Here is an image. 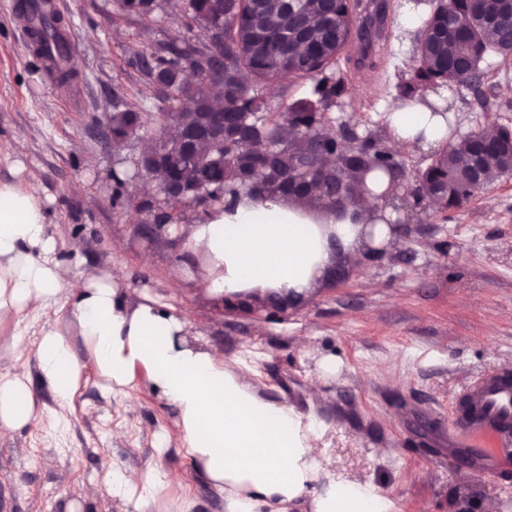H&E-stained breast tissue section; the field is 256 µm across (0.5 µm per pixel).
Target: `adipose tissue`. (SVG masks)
<instances>
[{"label": "adipose tissue", "mask_w": 512, "mask_h": 512, "mask_svg": "<svg viewBox=\"0 0 512 512\" xmlns=\"http://www.w3.org/2000/svg\"><path fill=\"white\" fill-rule=\"evenodd\" d=\"M432 97L398 103L387 120L394 153L444 143L448 123L429 110ZM362 196L345 213L322 214L276 197L242 196L213 205L194 223L189 248L203 259L206 286L234 298L255 290L301 299L340 260L358 262L365 247L386 243L391 208ZM48 211L39 183L0 182V318L73 301L80 334L101 377L119 392L147 379L174 407L194 465L224 497L225 512H256L310 499L311 512H393L373 482L329 478L322 434L311 418L257 395L199 340L184 313L131 302L111 279L66 277L54 259ZM55 395L70 399L81 367L57 330H43L36 353ZM38 416L25 365L0 374V433Z\"/></svg>", "instance_id": "ef3b65f1"}]
</instances>
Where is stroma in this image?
<instances>
[{
    "instance_id": "35a3bbf8",
    "label": "stroma",
    "mask_w": 512,
    "mask_h": 512,
    "mask_svg": "<svg viewBox=\"0 0 512 512\" xmlns=\"http://www.w3.org/2000/svg\"><path fill=\"white\" fill-rule=\"evenodd\" d=\"M12 2L0 0V181L40 180L55 257L67 274L109 276L130 299L182 310L191 335L237 365L259 395L324 424L331 474L372 480L395 512H486L490 503L512 512V468L497 469L496 440L473 438L451 412L468 381L512 368V175L447 213L402 216L367 266L321 282L298 302L274 308L262 291L223 301L207 290L202 261L187 249L202 207L186 198L168 208L139 166L143 144L156 135L154 115L175 106L142 58L181 32L182 9L161 0L149 15L128 16L116 0H61L72 47L64 82L26 48ZM389 2L374 66H357L352 49L342 53L347 93L328 114L331 129L389 136L386 116L415 56V35L399 21L403 0ZM490 72L497 102L487 108L468 86L452 87L453 139L512 126V110L500 108L512 68L495 57ZM118 107L143 113L146 124L113 147L102 123ZM20 163L25 173H17ZM117 173L124 186H116ZM44 326L70 340L83 367L71 400L56 397L34 350L19 356L5 341L17 328L36 341ZM327 358L337 371L313 394L310 380ZM19 361L42 415L0 438V512H224L161 394L139 385L131 407L96 375L71 303L0 321V373ZM383 366L393 379L379 375ZM473 448L487 457L459 468ZM127 471L146 478L143 492L112 490L113 475Z\"/></svg>"
}]
</instances>
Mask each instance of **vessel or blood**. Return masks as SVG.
<instances>
[{
  "label": "vessel or blood",
  "instance_id": "1",
  "mask_svg": "<svg viewBox=\"0 0 512 512\" xmlns=\"http://www.w3.org/2000/svg\"><path fill=\"white\" fill-rule=\"evenodd\" d=\"M455 416L472 434H488L501 445L500 466L512 463V376L504 372L483 375L457 394Z\"/></svg>",
  "mask_w": 512,
  "mask_h": 512
}]
</instances>
